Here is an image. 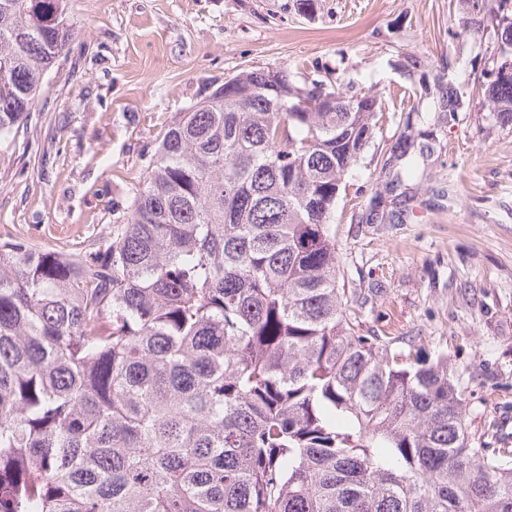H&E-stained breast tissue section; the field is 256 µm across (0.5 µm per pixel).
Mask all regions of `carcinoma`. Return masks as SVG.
<instances>
[{
  "label": "carcinoma",
  "mask_w": 512,
  "mask_h": 512,
  "mask_svg": "<svg viewBox=\"0 0 512 512\" xmlns=\"http://www.w3.org/2000/svg\"><path fill=\"white\" fill-rule=\"evenodd\" d=\"M490 111L512 120V0ZM75 33L0 0V144ZM463 96L438 83L434 111ZM374 91L243 70L176 113L112 232L78 256L0 237V512H512V448L465 425L448 356L355 334L332 214ZM410 157L386 189L417 175Z\"/></svg>",
  "instance_id": "1"
}]
</instances>
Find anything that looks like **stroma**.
<instances>
[{"label":"stroma","mask_w":512,"mask_h":512,"mask_svg":"<svg viewBox=\"0 0 512 512\" xmlns=\"http://www.w3.org/2000/svg\"><path fill=\"white\" fill-rule=\"evenodd\" d=\"M77 34L47 75L16 141L0 147V234L80 254L131 204L177 112L242 69L377 91L374 137L346 174L332 218L356 331L444 353L466 389L470 432L512 448V122L482 96L439 125L404 73L472 89L491 42L473 0H68ZM434 152L402 223L370 221L400 168L410 107Z\"/></svg>","instance_id":"obj_1"}]
</instances>
